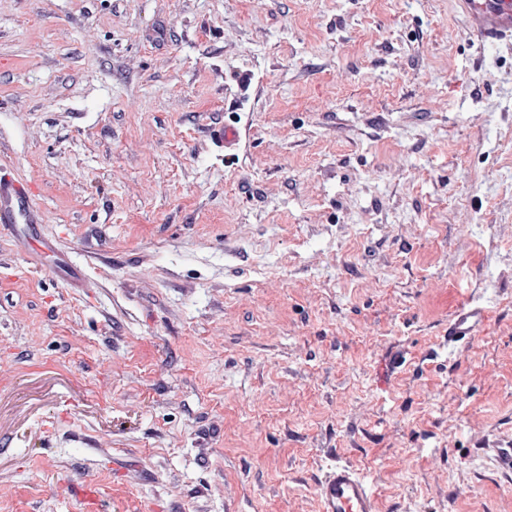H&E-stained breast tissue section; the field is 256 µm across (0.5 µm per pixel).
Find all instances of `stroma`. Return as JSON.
I'll return each mask as SVG.
<instances>
[{
	"label": "stroma",
	"instance_id": "35a3bbf8",
	"mask_svg": "<svg viewBox=\"0 0 512 512\" xmlns=\"http://www.w3.org/2000/svg\"><path fill=\"white\" fill-rule=\"evenodd\" d=\"M1 163L99 286L0 237V512H321L339 462L512 512V43L455 0H0ZM208 133L213 142L221 149L224 154L228 150L236 149L240 141L238 129L231 125L219 124L208 129ZM483 320L484 313L477 306L464 307L456 312L448 321V345H455L468 339Z\"/></svg>",
	"mask_w": 512,
	"mask_h": 512
}]
</instances>
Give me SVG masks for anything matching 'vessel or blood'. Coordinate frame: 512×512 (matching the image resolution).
Listing matches in <instances>:
<instances>
[{
    "instance_id": "1",
    "label": "vessel or blood",
    "mask_w": 512,
    "mask_h": 512,
    "mask_svg": "<svg viewBox=\"0 0 512 512\" xmlns=\"http://www.w3.org/2000/svg\"><path fill=\"white\" fill-rule=\"evenodd\" d=\"M473 33L481 41L495 44L512 39V0H458ZM210 138L221 149H236L238 129L219 124L209 128ZM42 214L37 195L30 183L7 165H0V230L13 232L21 248L33 245V238L19 232L22 224H38ZM484 320L479 307H465L448 323V342L455 345L473 335ZM321 512H376V496L371 483L356 467L339 464L331 467L317 485Z\"/></svg>"
}]
</instances>
